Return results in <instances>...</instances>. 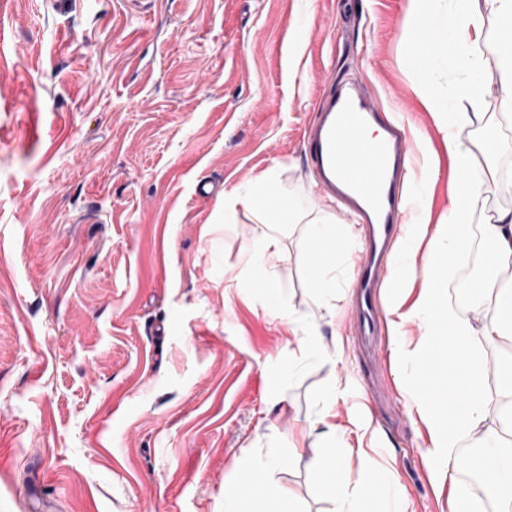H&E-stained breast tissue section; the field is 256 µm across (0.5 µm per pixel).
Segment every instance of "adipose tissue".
Here are the masks:
<instances>
[{
  "mask_svg": "<svg viewBox=\"0 0 512 512\" xmlns=\"http://www.w3.org/2000/svg\"><path fill=\"white\" fill-rule=\"evenodd\" d=\"M413 3L415 23L408 33L406 53L427 88L422 100L441 131L454 178L448 210L433 233L428 230L426 182H419L410 192L411 231L395 251L393 273L402 286L415 269H422L424 291L409 312L393 304L389 322L396 325L408 317L422 321L431 328L434 342L424 346L417 357L404 344H397L396 367L412 371L416 378L410 397L428 429L429 480L435 485L449 484L448 512H475L470 496L456 488L461 467L457 448L462 443L478 449L472 465L487 476L497 494L499 512H512V279L472 282L480 311L475 324L442 304L434 289L438 272L453 265L474 222L482 224L490 262L512 256V209L486 217L479 214L485 179L501 174L496 159L502 147L491 137L492 123L481 110L487 80L496 83L503 106L495 124L512 125V0ZM441 58L462 76L445 96L428 89L435 63ZM245 204L263 229L244 256V269L261 281L267 302L276 307L281 296L267 266L277 254L279 234L285 225L299 223L300 210L293 201L277 196L268 181L251 192ZM308 239L312 245L309 284L319 296L335 294L336 265L354 248L355 237L351 231H337L328 220L314 219ZM491 341L511 346L501 360L492 397L487 394L478 360L480 346ZM492 398L498 405V425L487 429L483 426L485 408ZM320 438L324 447L318 473L334 504L332 512H386L379 482L352 485L345 481V461L336 451L335 428H326ZM281 464L277 457L252 460L225 485L224 512H282L285 498L267 479Z\"/></svg>",
  "mask_w": 512,
  "mask_h": 512,
  "instance_id": "obj_1",
  "label": "adipose tissue"
}]
</instances>
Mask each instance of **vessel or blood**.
<instances>
[{
	"label": "vessel or blood",
	"instance_id": "obj_1",
	"mask_svg": "<svg viewBox=\"0 0 512 512\" xmlns=\"http://www.w3.org/2000/svg\"><path fill=\"white\" fill-rule=\"evenodd\" d=\"M371 125L380 128L379 141L364 139L363 132ZM303 144L317 190L341 202L366 227L356 314L361 334L374 335L376 301L371 291L396 284L391 276L382 275L381 266L397 224L407 218L404 179L414 157L409 133L359 82L335 79Z\"/></svg>",
	"mask_w": 512,
	"mask_h": 512
}]
</instances>
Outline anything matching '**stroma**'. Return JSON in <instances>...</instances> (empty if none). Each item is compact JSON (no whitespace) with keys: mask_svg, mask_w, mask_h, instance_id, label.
<instances>
[{"mask_svg":"<svg viewBox=\"0 0 512 512\" xmlns=\"http://www.w3.org/2000/svg\"><path fill=\"white\" fill-rule=\"evenodd\" d=\"M411 10L0 0V512H224L225 482L271 454L295 512H329L321 418L350 483L388 467L403 512H448L391 332L361 357L359 255L319 298L306 226L286 225L267 270L276 309L243 270L260 233L243 199L266 173L307 214L351 221L303 150L329 75L404 119L422 174L440 134L405 53ZM311 332L318 354L277 380Z\"/></svg>","mask_w":512,"mask_h":512,"instance_id":"stroma-1","label":"stroma"}]
</instances>
